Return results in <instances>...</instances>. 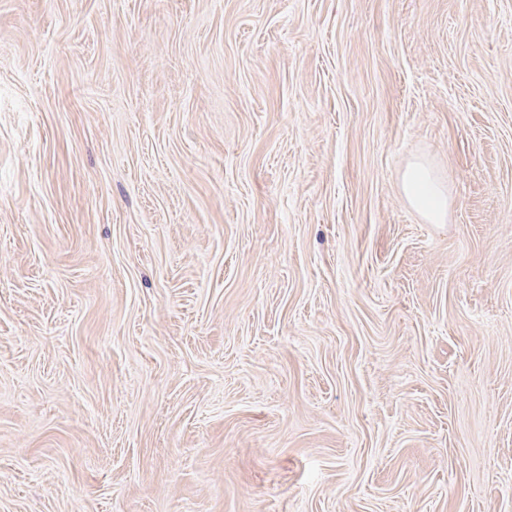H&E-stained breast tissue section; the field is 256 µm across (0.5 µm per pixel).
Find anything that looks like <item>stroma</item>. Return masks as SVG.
I'll use <instances>...</instances> for the list:
<instances>
[{
    "label": "stroma",
    "mask_w": 512,
    "mask_h": 512,
    "mask_svg": "<svg viewBox=\"0 0 512 512\" xmlns=\"http://www.w3.org/2000/svg\"><path fill=\"white\" fill-rule=\"evenodd\" d=\"M0 512H512V0H0ZM403 189L411 205L429 221L444 223L448 214V196L423 163L408 167L403 175Z\"/></svg>",
    "instance_id": "obj_1"
}]
</instances>
